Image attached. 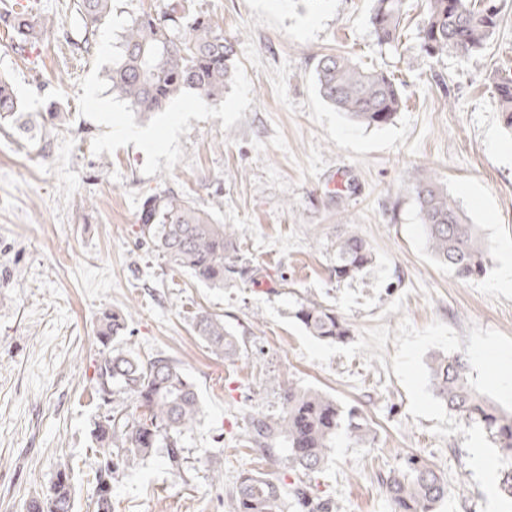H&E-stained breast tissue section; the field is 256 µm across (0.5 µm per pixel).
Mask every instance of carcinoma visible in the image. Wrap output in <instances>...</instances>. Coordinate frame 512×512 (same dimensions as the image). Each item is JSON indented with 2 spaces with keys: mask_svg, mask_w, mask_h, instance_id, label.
Returning a JSON list of instances; mask_svg holds the SVG:
<instances>
[{
  "mask_svg": "<svg viewBox=\"0 0 512 512\" xmlns=\"http://www.w3.org/2000/svg\"><path fill=\"white\" fill-rule=\"evenodd\" d=\"M113 2L78 0L77 12L83 22L78 48L83 52L94 48L99 26L112 13ZM405 16V0H372L370 24L379 45L395 51L402 47ZM0 21L14 33V48L20 54L39 40L46 27L25 10H8ZM499 24V0H425L417 28L419 52L436 62L450 54L480 52L493 40ZM235 78L234 40L224 35V23L209 15L191 14L188 0H167L154 12L134 16L121 35L108 74L112 95L147 116L165 111L171 102L188 94L218 103ZM315 81L320 98L361 127L387 125L404 106L402 80L392 73L362 68L342 54L321 56ZM492 94L504 128L512 132V76L493 79ZM0 127L28 141L49 136L45 124L32 118L23 100L2 79ZM412 192L434 260L459 279L481 276L487 250L447 186L430 174ZM138 222L141 236L156 251L173 266L189 270L201 283L222 287L226 278L249 274L239 263L232 227L216 223L185 197L166 191L147 196ZM372 261L367 240L348 231L336 241L333 276L338 282L352 279ZM293 317L309 335L329 343H342L352 333L335 308L312 298L298 303ZM124 329L125 317L108 309L100 312L93 390L105 412L92 430L93 512H113L114 475L137 466L160 448L169 470L181 473V436L201 412L199 394L176 360L160 354L144 361L130 350L113 348ZM195 332L212 354L223 358L238 354L237 337L224 326L221 316L197 314ZM427 371L433 395L466 425L484 430L498 448L502 462L499 486L512 499V411L502 410L473 385L464 352L432 355ZM117 392L134 398V415L112 413V396ZM340 434L357 443L374 440L358 409H347L318 389L288 382L280 414L275 418L250 416L248 436L271 459L276 457L277 446H284L288 468L298 473V479L285 491L278 480L243 471L231 493L228 512H284L287 506L293 512H338L332 498L314 491L312 481L324 471ZM380 487L392 512H438L451 493L442 475L413 453L381 479ZM25 509L72 512L67 467L58 468L48 492L29 499Z\"/></svg>",
  "mask_w": 512,
  "mask_h": 512,
  "instance_id": "carcinoma-1",
  "label": "carcinoma"
}]
</instances>
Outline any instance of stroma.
I'll use <instances>...</instances> for the list:
<instances>
[{"mask_svg": "<svg viewBox=\"0 0 512 512\" xmlns=\"http://www.w3.org/2000/svg\"><path fill=\"white\" fill-rule=\"evenodd\" d=\"M26 4L56 24L23 55L0 28V77L29 111L67 119L44 146L0 131V512H24L62 464L74 512H92L104 308L127 317L121 347L175 359L201 400L182 436L183 475L159 454L118 472L114 512H228L244 470L293 482L284 461L244 441L248 415H279L291 380L358 407L375 435L365 445L337 437L317 479L339 512H391L380 481L411 452L448 482L439 512H512L471 453L473 441L493 443L435 398L426 368L433 353L467 352L472 381L512 408V384L500 381L512 364V288L498 285L512 248V136L491 93L512 68V0H500L483 52L437 63L417 47L424 0H407L396 51L376 41L372 0H192L234 37L236 79L221 103L188 95L149 120L113 98L107 74L131 18L163 0H114L89 54L76 47L74 0ZM327 53L405 81L391 123L359 127L322 101L314 71ZM429 174L477 225L482 276L460 280L431 258L412 192ZM161 191L233 225L249 279L208 287L145 243L140 205ZM350 230L374 263L339 283L336 241ZM310 297L347 320L348 342L317 340L295 321ZM202 310L222 316L239 356L217 357L195 335Z\"/></svg>", "mask_w": 512, "mask_h": 512, "instance_id": "1", "label": "stroma"}]
</instances>
